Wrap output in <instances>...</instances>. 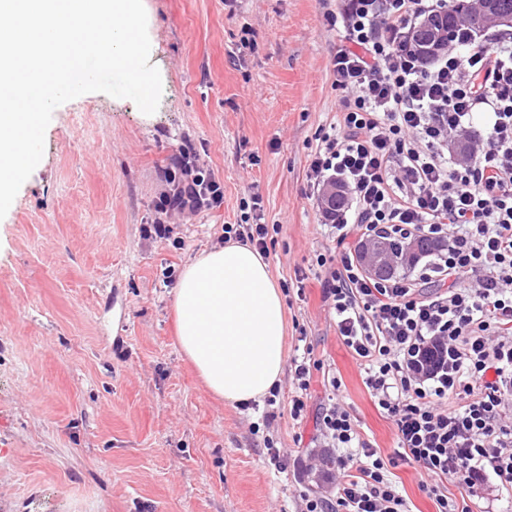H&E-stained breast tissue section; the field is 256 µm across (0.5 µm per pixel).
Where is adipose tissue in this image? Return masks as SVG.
Returning <instances> with one entry per match:
<instances>
[{
  "instance_id": "1",
  "label": "adipose tissue",
  "mask_w": 512,
  "mask_h": 512,
  "mask_svg": "<svg viewBox=\"0 0 512 512\" xmlns=\"http://www.w3.org/2000/svg\"><path fill=\"white\" fill-rule=\"evenodd\" d=\"M173 309L179 350L215 398L237 406L279 383L286 306L252 245L230 240L193 256L180 273Z\"/></svg>"
}]
</instances>
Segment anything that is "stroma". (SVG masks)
Listing matches in <instances>:
<instances>
[{
    "label": "stroma",
    "mask_w": 512,
    "mask_h": 512,
    "mask_svg": "<svg viewBox=\"0 0 512 512\" xmlns=\"http://www.w3.org/2000/svg\"><path fill=\"white\" fill-rule=\"evenodd\" d=\"M157 111L88 93L57 107L43 157L0 219V512H299L320 495V414L344 403L382 457L396 431L364 385L322 297L318 255L335 243L307 177L341 96L331 60L336 0H146ZM192 149L220 204L146 235L163 170ZM284 295L288 350L320 362L292 420L283 373L263 407H230L200 384L176 342L175 274L223 242L253 201ZM340 381L332 390L329 378ZM280 450L268 464L265 437ZM412 512H437L424 473L392 470Z\"/></svg>",
    "instance_id": "1"
}]
</instances>
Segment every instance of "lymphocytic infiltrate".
Returning <instances> with one entry per match:
<instances>
[{"label": "lymphocytic infiltrate", "mask_w": 512, "mask_h": 512, "mask_svg": "<svg viewBox=\"0 0 512 512\" xmlns=\"http://www.w3.org/2000/svg\"><path fill=\"white\" fill-rule=\"evenodd\" d=\"M447 6L341 0L327 16L342 33L332 58L339 119L317 144L310 177L316 190L345 187L351 203L332 219L336 249L317 263L338 334L397 448L377 456L332 401L319 431L337 452L336 491L303 495V512H410L389 474L399 462L428 476L437 512H472L468 497L491 482L512 490V33H486L481 44L458 36L422 62L410 33ZM454 137L468 139L469 163L454 160ZM164 179L152 224L161 239L165 216L224 196L185 149ZM359 228L400 242L426 236L438 249L419 274L377 280L344 247ZM452 482L464 499L449 497Z\"/></svg>", "instance_id": "lymphocytic-infiltrate-1"}]
</instances>
